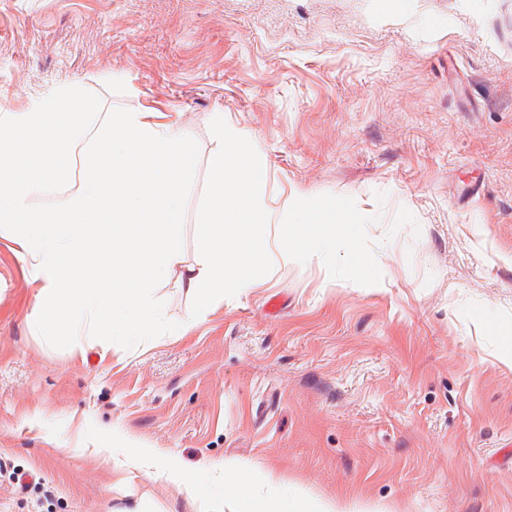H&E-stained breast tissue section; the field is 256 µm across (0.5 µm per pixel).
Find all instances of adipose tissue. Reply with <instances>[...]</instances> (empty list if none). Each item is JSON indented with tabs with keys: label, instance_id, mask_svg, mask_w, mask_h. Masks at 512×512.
Wrapping results in <instances>:
<instances>
[{
	"label": "adipose tissue",
	"instance_id": "adipose-tissue-1",
	"mask_svg": "<svg viewBox=\"0 0 512 512\" xmlns=\"http://www.w3.org/2000/svg\"><path fill=\"white\" fill-rule=\"evenodd\" d=\"M217 149L211 162L209 196L199 222V256L188 265L182 283L195 301L196 312L223 301L228 288H251L263 278L269 256L255 236L265 213L255 209L251 187L264 176L245 141L228 140L216 126ZM355 213L343 204L317 214L313 200H302L292 223L281 225L276 239L280 254L302 246L308 255L325 254L339 239L349 243L348 263L358 278L375 280L376 272L358 247ZM268 476L255 474L238 486L232 512H344L335 501L313 497L285 498L272 493Z\"/></svg>",
	"mask_w": 512,
	"mask_h": 512
}]
</instances>
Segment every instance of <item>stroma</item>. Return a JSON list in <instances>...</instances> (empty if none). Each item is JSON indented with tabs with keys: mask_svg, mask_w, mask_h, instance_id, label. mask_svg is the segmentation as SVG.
<instances>
[{
	"mask_svg": "<svg viewBox=\"0 0 512 512\" xmlns=\"http://www.w3.org/2000/svg\"><path fill=\"white\" fill-rule=\"evenodd\" d=\"M62 85L199 144L155 289L178 328L52 347L0 236V512H195L173 460L217 502L233 462L348 512H512V0H0V113ZM219 120L265 170L258 239L302 199L344 203L377 281L343 240L275 251L194 317Z\"/></svg>",
	"mask_w": 512,
	"mask_h": 512,
	"instance_id": "35a3bbf8",
	"label": "stroma"
}]
</instances>
